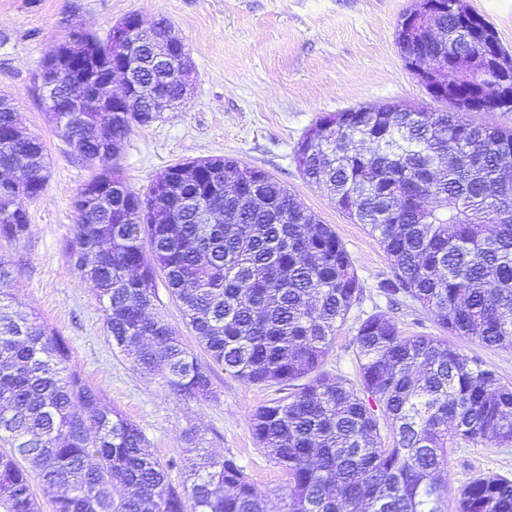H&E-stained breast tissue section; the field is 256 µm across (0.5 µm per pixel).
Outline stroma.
<instances>
[{"mask_svg":"<svg viewBox=\"0 0 512 512\" xmlns=\"http://www.w3.org/2000/svg\"><path fill=\"white\" fill-rule=\"evenodd\" d=\"M412 6L413 0H0V94L13 99L20 127L40 136L49 156L44 191L22 202L29 236L13 243L0 240V254L16 269L13 293L24 312L36 314L65 338L73 369L100 390L104 404L141 428L155 456L171 464L175 486L184 482L178 464L182 435L194 429L210 453L236 458L266 496L269 512H281L287 478L255 445L250 430L254 410L278 393L211 366L215 399L189 401L161 373L138 369L113 346L96 290L80 279L65 252L76 221L74 196L101 167L77 155L48 123L33 83L37 65L77 24L102 38L132 12L148 24L160 18L171 23L194 66L191 95L176 111L134 128L118 167L129 185L142 191L174 162L231 157L272 174L330 225L350 255L362 292L337 328L324 368L352 381V339L368 314L390 313L408 336L442 338L446 332L416 301L403 297L395 303L382 291L392 269L379 242L303 177L294 150L328 112L391 103L434 107L395 42L397 22ZM156 304L198 362L211 365L162 280ZM453 343L512 383V349L458 337ZM480 475L512 478V447L483 441L449 449L443 512H456L458 490Z\"/></svg>","mask_w":512,"mask_h":512,"instance_id":"obj_1","label":"stroma"}]
</instances>
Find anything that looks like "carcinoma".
<instances>
[{"label": "carcinoma", "instance_id": "cac0c4a2", "mask_svg": "<svg viewBox=\"0 0 512 512\" xmlns=\"http://www.w3.org/2000/svg\"><path fill=\"white\" fill-rule=\"evenodd\" d=\"M422 18L410 55L448 61L440 73L465 89L470 60L487 44L466 39L457 0ZM79 69L55 80L77 91L105 84L117 56L112 39L86 33ZM135 91L122 112H82L71 125L47 113L59 136L103 171L74 200L67 254L93 282L112 343L132 363L160 370L180 396L214 397L199 364L167 320L152 314L156 278L181 302L186 324L212 362L247 384L288 395L251 418L257 445L288 476L284 512H436L435 481L448 448L489 440L512 446V386L437 336H405L378 311L353 337L357 383L322 370L361 293L336 232L303 208L267 171L224 156L167 166L140 193L111 161L133 127L160 118L139 92L146 79L180 98L175 68L140 55ZM12 102L0 96V239L29 235L20 198L47 181V153L35 135H14ZM319 140L298 142L304 177L336 208L369 228L392 278L381 288L409 296L453 336L512 348V129L478 112L400 104L335 112L314 123ZM11 260L0 254V512H39L38 481L53 512H267L265 498L235 458L200 453L180 491L138 425L106 407L70 367L66 341L34 314L14 310ZM392 435L384 445L381 431ZM457 512H512V478L475 477L458 490Z\"/></svg>", "mask_w": 512, "mask_h": 512}]
</instances>
